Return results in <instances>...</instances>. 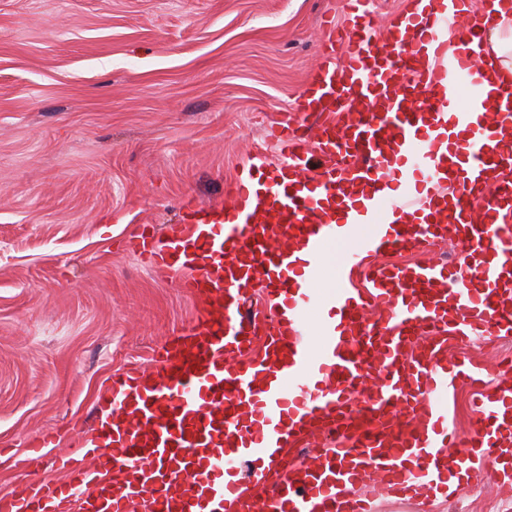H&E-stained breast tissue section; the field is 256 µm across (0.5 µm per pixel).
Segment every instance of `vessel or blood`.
Listing matches in <instances>:
<instances>
[{"mask_svg":"<svg viewBox=\"0 0 512 512\" xmlns=\"http://www.w3.org/2000/svg\"><path fill=\"white\" fill-rule=\"evenodd\" d=\"M418 2L379 30L371 0H344L295 122L269 129L275 156H251L230 206L188 201L176 231L145 227L134 254L178 275L201 315L151 370L113 374L62 480L1 490L0 512H250L253 487L260 512H370L376 492L443 494L488 466L512 492V374L489 384L448 354L512 336V85L462 96L484 51L473 0ZM450 238L467 267L377 262ZM337 244L349 257L332 267ZM460 386L474 390L465 433L443 404ZM54 443L37 435L17 468Z\"/></svg>","mask_w":512,"mask_h":512,"instance_id":"vessel-or-blood-1","label":"vessel or blood"}]
</instances>
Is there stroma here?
Listing matches in <instances>:
<instances>
[{
  "instance_id": "35a3bbf8",
  "label": "stroma",
  "mask_w": 512,
  "mask_h": 512,
  "mask_svg": "<svg viewBox=\"0 0 512 512\" xmlns=\"http://www.w3.org/2000/svg\"><path fill=\"white\" fill-rule=\"evenodd\" d=\"M343 0H0V447L60 436L40 469L0 458V490L56 459L108 378L147 368L199 301L145 268L143 225L224 186L285 117ZM497 477L371 512H484Z\"/></svg>"
}]
</instances>
